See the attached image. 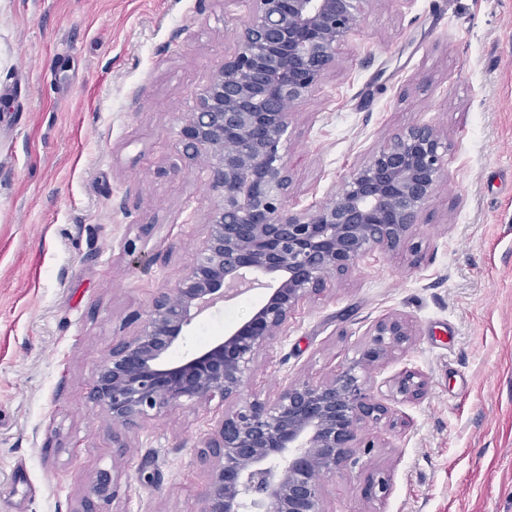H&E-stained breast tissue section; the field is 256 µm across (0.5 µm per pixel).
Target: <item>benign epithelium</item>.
<instances>
[{
	"label": "benign epithelium",
	"mask_w": 512,
	"mask_h": 512,
	"mask_svg": "<svg viewBox=\"0 0 512 512\" xmlns=\"http://www.w3.org/2000/svg\"><path fill=\"white\" fill-rule=\"evenodd\" d=\"M255 2L221 75L180 128L184 156L207 165L217 198L206 239L175 286L145 316H133L139 331L98 366L92 398L125 426L184 400L240 401L201 450L208 468L202 512H324L319 476L339 472L367 424H398L367 371L410 343L411 324L400 315L378 320L359 358L327 381L292 383L271 402L243 400L251 367L327 280L350 274L375 248L417 253L412 240L445 172V144L431 124L402 129L315 210H292L280 145L296 105L335 65L365 0ZM249 282L269 290L253 315L170 364L185 328ZM391 387L416 400L426 380L406 369ZM92 493L113 497L108 471L99 472Z\"/></svg>",
	"instance_id": "7a95c632"
}]
</instances>
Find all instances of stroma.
Segmentation results:
<instances>
[{
  "label": "stroma",
  "instance_id": "35a3bbf8",
  "mask_svg": "<svg viewBox=\"0 0 512 512\" xmlns=\"http://www.w3.org/2000/svg\"><path fill=\"white\" fill-rule=\"evenodd\" d=\"M254 0H0V512H202L204 443L235 403L183 401L138 426L91 398L132 316L182 277L208 231L210 173L180 127L221 73ZM437 126L445 176L418 256L379 249L299 304L247 399L330 378L375 321L413 326L368 376L399 424L321 478L325 512H512V0H365L335 66L280 146L297 210L374 148ZM256 288L197 317L169 354L247 320ZM404 369L417 400L390 397ZM116 493L91 496L100 471ZM391 479L367 495L372 475ZM391 387L396 394L405 399H419L425 392L426 380L418 371L403 370L391 380Z\"/></svg>",
  "mask_w": 512,
  "mask_h": 512
}]
</instances>
